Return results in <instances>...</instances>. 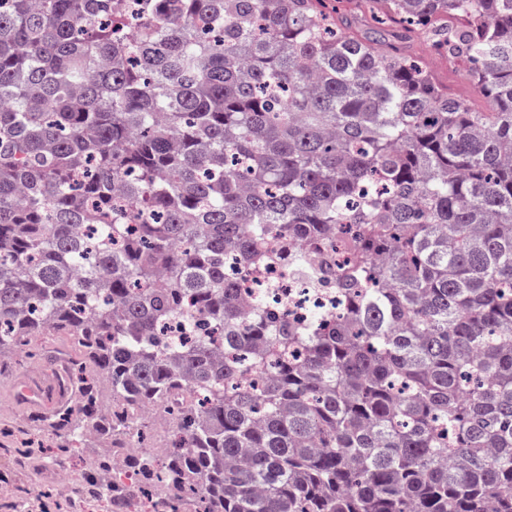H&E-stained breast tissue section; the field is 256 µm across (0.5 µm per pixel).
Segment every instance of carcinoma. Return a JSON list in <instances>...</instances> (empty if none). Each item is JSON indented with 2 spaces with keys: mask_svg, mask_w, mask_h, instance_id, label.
Wrapping results in <instances>:
<instances>
[{
  "mask_svg": "<svg viewBox=\"0 0 512 512\" xmlns=\"http://www.w3.org/2000/svg\"><path fill=\"white\" fill-rule=\"evenodd\" d=\"M9 2L0 356L69 338L43 427L109 439L87 493L120 459L150 512H512V0H378L484 111L325 0H140L131 40L120 0ZM228 247L315 258L342 313L241 325ZM145 408L162 456L125 452ZM139 429L146 430L148 434L147 448L152 449L156 453H163L166 450V444L170 431V424L162 417H154L149 421H136ZM143 425L147 426L144 428Z\"/></svg>",
  "mask_w": 512,
  "mask_h": 512,
  "instance_id": "carcinoma-1",
  "label": "carcinoma"
}]
</instances>
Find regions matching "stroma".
I'll return each mask as SVG.
<instances>
[{"label": "stroma", "mask_w": 512, "mask_h": 512, "mask_svg": "<svg viewBox=\"0 0 512 512\" xmlns=\"http://www.w3.org/2000/svg\"><path fill=\"white\" fill-rule=\"evenodd\" d=\"M380 37L387 46L406 44L435 84L449 96L465 100L473 109H485L484 99L467 76L446 58L430 52L424 44L404 43L400 31L395 28L383 30ZM61 367V361L38 351L22 363L11 364L0 374V505L9 504L11 512H86L87 507L92 506L91 499L85 494L82 471H73L64 484L55 486L43 478L47 459H21L14 453L15 448L36 436L42 437L45 444L55 445V438L43 432L40 419L50 410L73 404L72 396L55 393L56 375ZM34 382L54 391L51 405L22 398V388Z\"/></svg>", "instance_id": "35a3bbf8"}]
</instances>
